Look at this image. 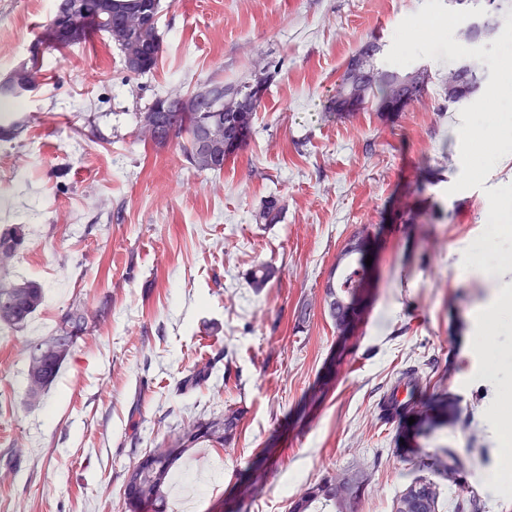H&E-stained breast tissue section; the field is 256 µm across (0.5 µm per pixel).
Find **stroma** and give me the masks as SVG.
Masks as SVG:
<instances>
[{"label": "stroma", "instance_id": "stroma-1", "mask_svg": "<svg viewBox=\"0 0 512 512\" xmlns=\"http://www.w3.org/2000/svg\"><path fill=\"white\" fill-rule=\"evenodd\" d=\"M425 0H161L162 53L145 74L95 36L44 51L25 122L0 135V230L26 234L13 272L45 303L21 330L0 328V512H122L127 466L183 420L244 410L230 450L197 448L168 486V512H289L303 484L347 468L370 475L358 512L392 499L443 448L465 461L441 493L512 512V389L482 373L486 315L512 295V270L464 268L483 232L486 189L512 184V155L483 188L450 193L461 172L462 120L446 109V56L427 60L422 102L394 120L363 110L324 120V105L359 43L390 50ZM56 0H0V82L30 58ZM274 66L248 145L221 172H199L177 142L139 141L140 113L173 92ZM423 192H416L417 182ZM280 223H256L269 196ZM372 241V278L338 335L323 312L336 255ZM269 263L262 292L246 275ZM312 312L297 326L301 302ZM93 315L39 403L26 395L28 340L72 309ZM221 356L208 383L177 381ZM448 418L422 430L379 417L409 366Z\"/></svg>", "mask_w": 512, "mask_h": 512}]
</instances>
